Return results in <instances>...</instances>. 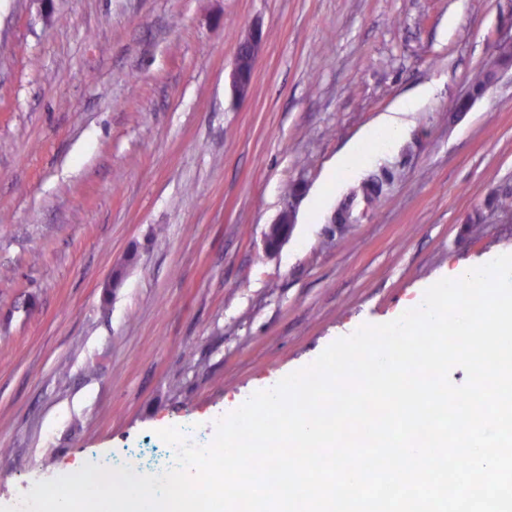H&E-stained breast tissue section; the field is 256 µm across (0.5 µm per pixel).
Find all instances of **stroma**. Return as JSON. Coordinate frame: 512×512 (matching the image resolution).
I'll use <instances>...</instances> for the list:
<instances>
[{
  "label": "stroma",
  "instance_id": "35a3bbf8",
  "mask_svg": "<svg viewBox=\"0 0 512 512\" xmlns=\"http://www.w3.org/2000/svg\"><path fill=\"white\" fill-rule=\"evenodd\" d=\"M504 37L512 0H0V506L205 430L512 254V214L487 206L512 188V72L458 109ZM389 117L400 136L371 149ZM393 167L377 208L332 225ZM289 183L295 224L269 256ZM262 43L263 38L260 30L254 29L247 38L237 45L230 81L233 93L238 98L245 97L249 92L254 65ZM245 66H248L249 77H247ZM395 178V172L382 169L379 175H373L358 187L353 189L349 198L354 200L361 198L372 203L373 207L379 202L384 192V186Z\"/></svg>",
  "mask_w": 512,
  "mask_h": 512
}]
</instances>
